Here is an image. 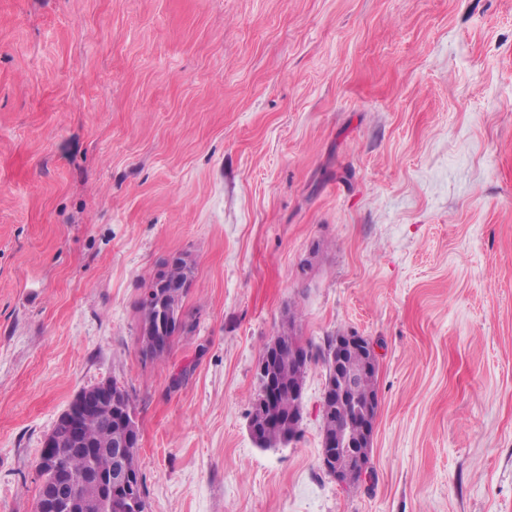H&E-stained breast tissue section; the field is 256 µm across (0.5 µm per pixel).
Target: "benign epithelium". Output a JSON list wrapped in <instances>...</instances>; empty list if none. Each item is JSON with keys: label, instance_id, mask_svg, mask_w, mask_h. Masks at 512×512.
I'll return each mask as SVG.
<instances>
[{"label": "benign epithelium", "instance_id": "7a95c632", "mask_svg": "<svg viewBox=\"0 0 512 512\" xmlns=\"http://www.w3.org/2000/svg\"><path fill=\"white\" fill-rule=\"evenodd\" d=\"M152 281L154 287L146 289L142 296L145 304L155 307V314L146 325L144 348L148 352H159L167 348L172 336L178 334L179 322L165 314L156 299L157 289L168 287V282L158 273L154 274ZM282 356L288 357V364L295 370L294 378L286 387L278 383L274 369V363ZM312 356V348L299 336L292 323L288 324V341H282L277 335L265 344L255 371L257 392L249 418L251 435L257 437L266 428H285L302 420L303 409L285 415L277 406L276 399L286 390L289 398L300 404L304 402V378ZM330 359L335 361L336 373L323 395L322 419L326 422L333 417L334 403L349 401L358 379L379 371V354L374 343L355 331L333 338ZM114 406L116 393L109 381L81 390L61 413L65 436L60 438L52 431L45 436L39 453V469L60 470L57 481L41 497V509L45 512H76L80 490L94 489L103 493L105 488L112 486L121 490V504L117 505L119 512H140L137 484L124 467L118 465L114 472L104 475L87 470L77 480L62 471L63 449H78L89 457L93 455L94 450L86 439L85 421L90 417L112 415ZM378 410V392L374 391L367 395L361 406L348 414L347 426L334 433L322 434L321 465L344 489L355 480L367 482L372 478L369 458L358 448L372 446Z\"/></svg>", "mask_w": 512, "mask_h": 512}]
</instances>
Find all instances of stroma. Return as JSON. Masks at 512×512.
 <instances>
[{
	"instance_id": "1",
	"label": "stroma",
	"mask_w": 512,
	"mask_h": 512,
	"mask_svg": "<svg viewBox=\"0 0 512 512\" xmlns=\"http://www.w3.org/2000/svg\"><path fill=\"white\" fill-rule=\"evenodd\" d=\"M176 254L196 329L150 360ZM289 314L377 345L358 488L322 362L297 441L248 434ZM112 379L146 512H512V0H0V512ZM152 281L153 288L146 289L142 299L146 305L155 307V314L146 325L147 336H145L144 348L147 352H159L165 350L172 335L178 334L179 322L173 320L164 313L161 304L157 302L156 295L158 288H179L177 284L168 285V282L161 278L158 271L154 274ZM379 410L378 391L367 395L364 403L347 416L348 425L336 424V433L323 430L321 465L343 489L354 480L361 483L372 478L369 458L356 448H372L375 420ZM342 428V432L338 428ZM349 428L354 431L349 433ZM370 448V452H371Z\"/></svg>"
}]
</instances>
